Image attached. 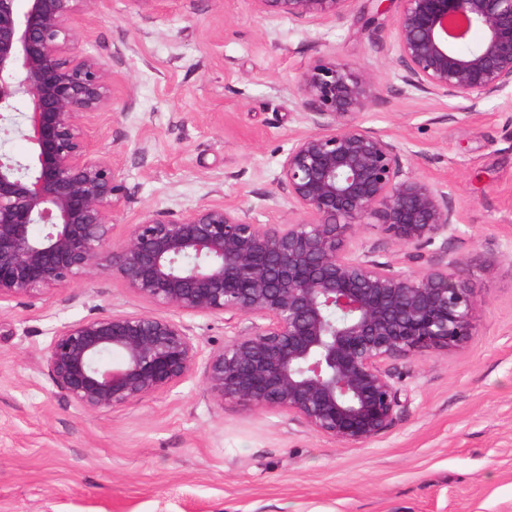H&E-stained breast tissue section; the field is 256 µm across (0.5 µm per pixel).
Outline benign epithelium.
<instances>
[{
    "label": "benign epithelium",
    "mask_w": 512,
    "mask_h": 512,
    "mask_svg": "<svg viewBox=\"0 0 512 512\" xmlns=\"http://www.w3.org/2000/svg\"><path fill=\"white\" fill-rule=\"evenodd\" d=\"M101 2L0 0V132L28 145L22 159L0 152V302L112 276L162 309L259 317L264 324L209 353L214 401L284 412L341 443L385 432L405 400L383 364L458 345L476 300L462 258L416 272L406 264L417 253L394 264L347 250L365 224L419 248L462 223L451 194L415 174L398 143L356 122L377 74L323 58L299 76L313 130L293 142L278 185L301 218L252 224L212 203L176 218L149 210L116 244L121 186L86 136L111 104V74L84 52L76 27ZM352 2L252 0L258 13L300 24L342 18ZM400 3L393 60L405 86L457 101L465 118L512 86V0ZM474 29L481 42L461 48ZM114 353L115 366L105 361ZM198 354L181 321L113 312L61 324L45 362L66 399L96 413L170 390Z\"/></svg>",
    "instance_id": "1"
}]
</instances>
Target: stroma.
Masks as SVG:
<instances>
[{"label": "stroma", "mask_w": 512, "mask_h": 512, "mask_svg": "<svg viewBox=\"0 0 512 512\" xmlns=\"http://www.w3.org/2000/svg\"><path fill=\"white\" fill-rule=\"evenodd\" d=\"M398 8L355 0L344 19L299 24L251 0H152L142 10L104 0L77 21L84 50L113 75V104L87 136L121 183L113 242L145 211L176 216L207 202L285 224L300 213L277 178L310 130L300 74L330 56L373 70L377 98L360 124L403 146L462 214L414 268L465 260L471 336L389 359L407 405L376 438L345 444L287 413L207 396V356L247 321L180 314L199 344L193 370L168 392L87 413L48 375L55 329L156 307L112 278L1 302L0 512H512V87L462 121L455 101L403 89L389 54ZM349 249L403 257L377 224Z\"/></svg>", "instance_id": "obj_1"}]
</instances>
